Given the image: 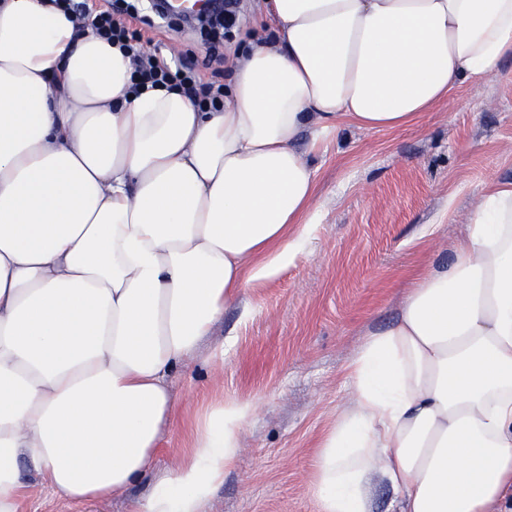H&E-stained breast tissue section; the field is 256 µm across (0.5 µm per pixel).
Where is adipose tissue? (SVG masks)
I'll list each match as a JSON object with an SVG mask.
<instances>
[{"mask_svg":"<svg viewBox=\"0 0 512 512\" xmlns=\"http://www.w3.org/2000/svg\"><path fill=\"white\" fill-rule=\"evenodd\" d=\"M275 43L224 108L131 95L119 46L50 0H0V512L26 474L73 503L154 475L134 512H205L260 406L210 405L153 474L169 378L225 308L313 238L308 160L344 125L389 131L512 57V0H271ZM311 472L318 512H493L512 495V182L482 187L449 261L366 330Z\"/></svg>","mask_w":512,"mask_h":512,"instance_id":"obj_1","label":"adipose tissue"}]
</instances>
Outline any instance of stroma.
I'll return each instance as SVG.
<instances>
[{
  "label": "stroma",
  "instance_id": "obj_1",
  "mask_svg": "<svg viewBox=\"0 0 512 512\" xmlns=\"http://www.w3.org/2000/svg\"><path fill=\"white\" fill-rule=\"evenodd\" d=\"M176 57L203 58L200 33L177 32L148 0H127ZM265 0H242L225 58L269 36ZM309 160L317 227L308 252L231 304L199 355L170 378L178 422L165 433L157 470L190 446L208 402L260 403L242 433L244 454L205 512H317L310 473L321 436L351 399L345 367L361 334L391 325L405 288L450 257L484 183L512 182V58L478 87L459 86L410 127H344ZM223 360L211 361L216 349ZM154 486L146 476L97 504L58 500L31 481L22 512H131Z\"/></svg>",
  "mask_w": 512,
  "mask_h": 512
}]
</instances>
